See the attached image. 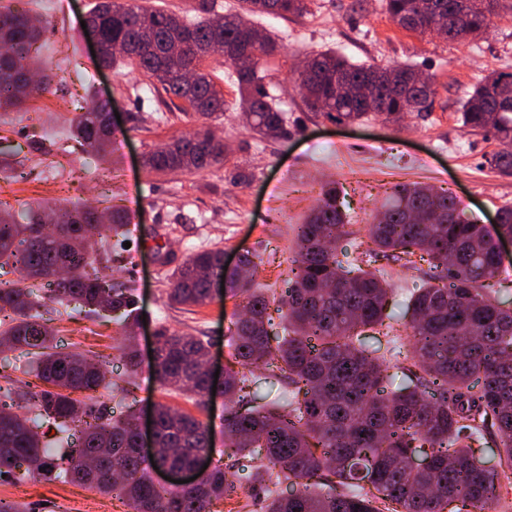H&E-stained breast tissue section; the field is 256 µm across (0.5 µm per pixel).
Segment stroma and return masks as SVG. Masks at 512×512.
<instances>
[{"mask_svg":"<svg viewBox=\"0 0 512 512\" xmlns=\"http://www.w3.org/2000/svg\"><path fill=\"white\" fill-rule=\"evenodd\" d=\"M97 0H0L47 19L44 57L57 72L52 92L27 108L0 111V200L15 216L45 207L90 204L127 210L138 233L123 261L110 274L131 288L136 311L146 317L133 336L115 322L69 306L50 313L59 350L105 358L114 382L126 377L119 346L131 338L144 367L131 397L106 396L113 418L129 404L143 411L166 404L198 412L190 394L163 388L152 375L151 350L160 326L207 340L212 366H225L230 349L227 331L240 311L239 298L224 296L200 307L167 302L170 265L156 262V248L169 251L173 263L188 254L218 247L225 255H256V280L264 288H282L281 265L295 252L293 227L316 205L321 184L337 182L352 233L351 248L366 241L372 223L393 185L421 183L456 196L465 213L493 225L498 210L512 206V177L491 168L500 148L463 127L459 112L474 85L490 71L512 69V0H499L483 37L462 43L397 26L384 0H311L301 16H264L258 23L275 30L283 45L272 58V97L288 117V136L259 140L238 112L239 95L223 59L210 60L224 93V115L213 130L223 140L224 163L205 170L157 175L142 165L146 152L172 137L200 128V119L169 111L165 92H149L150 80L126 68L103 70L94 64L81 22ZM326 49L353 61L378 65L410 63L435 78L437 93L424 117L402 124L371 115L358 124H338L307 109L291 80L308 55ZM118 111L107 156L86 152L68 139L71 120L90 99ZM241 166L252 178L233 184L229 173ZM377 273L395 286L388 310L404 312L410 291L428 279V267L380 262ZM0 499L23 504L25 512H127L122 499L74 483L0 477Z\"/></svg>","mask_w":512,"mask_h":512,"instance_id":"obj_1","label":"stroma"}]
</instances>
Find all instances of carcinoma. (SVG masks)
<instances>
[{
    "mask_svg": "<svg viewBox=\"0 0 512 512\" xmlns=\"http://www.w3.org/2000/svg\"><path fill=\"white\" fill-rule=\"evenodd\" d=\"M386 0V10L401 28L431 29L453 41L479 36L489 26L477 0L463 13L458 0ZM239 0V8L218 18L189 19L164 10L101 0L89 21L105 47L101 63L130 65L168 95L185 103L182 112L205 119L224 114V93L203 62L224 58L233 69L239 109L261 140L288 137L285 112L268 93V63L281 48L275 35L258 30L255 19L286 18L307 12V0ZM43 21L24 9L0 8V110L23 108L48 91L51 77L39 56ZM115 46L127 51L117 55ZM193 67L191 87L181 71ZM391 74L378 85L381 108L391 119L427 111L435 79L414 65L360 64L334 51L313 54L309 68L292 79L313 112L339 123H354L370 112L351 95L369 74ZM512 87V70L486 75L462 104L461 121L475 132L512 139V112H498L497 101ZM73 133L98 155L107 153L106 105L94 101L73 119ZM225 159L224 146L201 129L173 138L149 152L145 166L157 173L196 172ZM104 234L91 242L87 227L97 223L86 205L38 211L20 223L0 204V273L14 268L30 280L51 286L42 296L33 287L0 281V354L21 348L27 361L14 370L33 377L24 387L0 386V476L18 468L34 477L48 475L101 494L125 499L128 512H214L235 485L215 466L198 484L169 492L149 475L152 466L186 469L211 457L210 428L198 417L160 407V448L149 458L139 446L138 411L132 407L112 419L99 389L113 386L104 361L58 351L44 320L51 305L75 303L102 310L124 327L137 322L131 290L109 281L101 270L114 266L120 252L108 239L124 234L129 218L110 207ZM496 233L462 217L456 198L417 183L396 184L389 206L368 227L373 246L338 250L349 225L336 183L320 188L318 204L296 225L295 255L286 287L269 295L254 287L257 263L250 253L224 269V251L191 253L172 270L168 300L199 306L215 294L243 296L231 331L233 358L243 368L264 370L269 387L284 393L269 400L250 390L244 372L224 370V440L253 486H292L277 494L265 512H444L461 504L463 512H488L497 501L499 472L476 458L472 445L493 431L499 467L512 471V310L491 296L501 264L494 235L512 237V207L499 210ZM43 224L57 235L44 236ZM429 265V281L407 302L406 337L411 351L388 373L389 360L366 342L365 331L384 329L389 288L369 268L381 260L405 265L412 257ZM224 288H211V277ZM276 305L282 333H271ZM153 372L161 385L191 393L199 405L209 400L203 357L208 342L166 326L157 331ZM127 377L141 358L134 344L120 348ZM80 433L61 466L38 429L47 421ZM264 460L254 463L256 449ZM423 456V465L412 459Z\"/></svg>",
    "mask_w": 512,
    "mask_h": 512,
    "instance_id": "obj_1",
    "label": "carcinoma"
}]
</instances>
